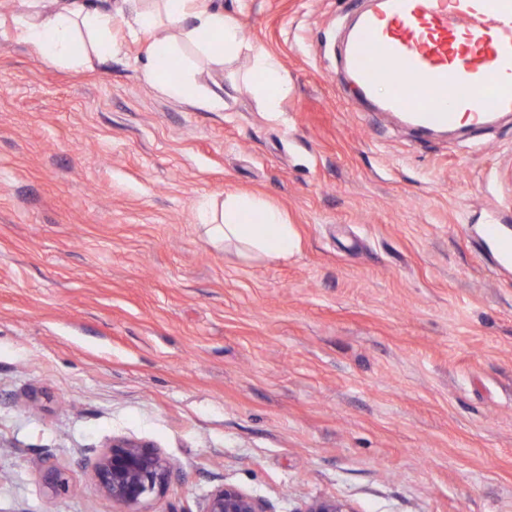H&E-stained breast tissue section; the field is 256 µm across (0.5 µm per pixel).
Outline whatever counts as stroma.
<instances>
[{"instance_id": "1", "label": "stroma", "mask_w": 512, "mask_h": 512, "mask_svg": "<svg viewBox=\"0 0 512 512\" xmlns=\"http://www.w3.org/2000/svg\"><path fill=\"white\" fill-rule=\"evenodd\" d=\"M273 54L266 111L247 55L169 99L150 33L72 68L16 36L0 0V512H118L86 460L112 438L179 472L151 512H204L229 484L268 512H512V117L419 139L340 81L366 0H209ZM258 196L299 238L244 258L197 221ZM67 478L52 492L41 473ZM484 232L485 236L496 244L502 257L512 258V232L510 233L507 226L493 221L486 225Z\"/></svg>"}]
</instances>
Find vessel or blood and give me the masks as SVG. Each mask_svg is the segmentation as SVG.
I'll return each mask as SVG.
<instances>
[{
    "label": "vessel or blood",
    "instance_id": "obj_1",
    "mask_svg": "<svg viewBox=\"0 0 512 512\" xmlns=\"http://www.w3.org/2000/svg\"><path fill=\"white\" fill-rule=\"evenodd\" d=\"M344 67L367 97L392 78L380 109L419 137L490 127L512 112V0H371L349 31ZM485 235L512 258L511 229L493 221Z\"/></svg>",
    "mask_w": 512,
    "mask_h": 512
}]
</instances>
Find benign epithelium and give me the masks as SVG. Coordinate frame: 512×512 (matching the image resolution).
<instances>
[{"label": "benign epithelium", "instance_id": "benign-epithelium-1", "mask_svg": "<svg viewBox=\"0 0 512 512\" xmlns=\"http://www.w3.org/2000/svg\"><path fill=\"white\" fill-rule=\"evenodd\" d=\"M99 492L119 512H149L148 501L163 493L175 477L176 467L149 444L119 438L92 463ZM205 512H267L263 503L233 486L215 489ZM304 512H349L336 499H316Z\"/></svg>", "mask_w": 512, "mask_h": 512}]
</instances>
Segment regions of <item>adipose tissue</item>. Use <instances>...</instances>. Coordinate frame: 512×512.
<instances>
[{
    "mask_svg": "<svg viewBox=\"0 0 512 512\" xmlns=\"http://www.w3.org/2000/svg\"><path fill=\"white\" fill-rule=\"evenodd\" d=\"M122 23L130 35L152 31L146 50L145 75L168 97L205 112L224 109L223 97L203 89L197 73L183 63L185 46L221 65L249 54V75L267 111H278L289 90L277 58L249 49L239 20L211 9L208 0H122L119 9L96 0H61L55 9L34 11L17 20V36L47 62L79 67L87 54L108 58L112 28ZM199 221L212 240L236 246L243 254L285 260L298 248V238L282 210L254 196L225 194L201 208Z\"/></svg>",
    "mask_w": 512,
    "mask_h": 512,
    "instance_id": "1",
    "label": "adipose tissue"
}]
</instances>
